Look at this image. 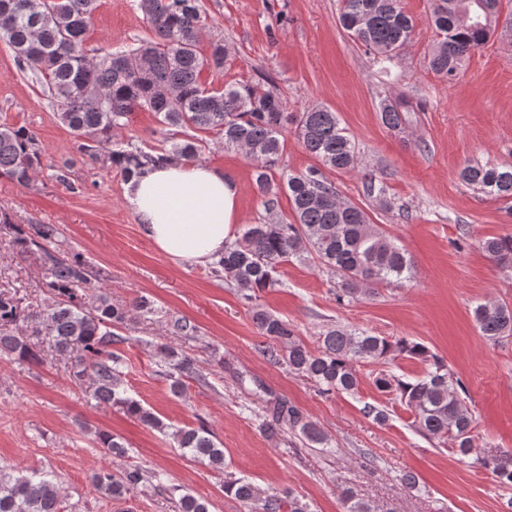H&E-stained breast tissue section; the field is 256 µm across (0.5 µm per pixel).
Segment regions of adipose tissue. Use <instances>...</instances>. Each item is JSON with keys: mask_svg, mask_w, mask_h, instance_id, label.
Listing matches in <instances>:
<instances>
[{"mask_svg": "<svg viewBox=\"0 0 512 512\" xmlns=\"http://www.w3.org/2000/svg\"><path fill=\"white\" fill-rule=\"evenodd\" d=\"M239 194L222 170L181 161L147 168L125 185L145 236L171 258L197 263L218 258L234 238Z\"/></svg>", "mask_w": 512, "mask_h": 512, "instance_id": "obj_1", "label": "adipose tissue"}]
</instances>
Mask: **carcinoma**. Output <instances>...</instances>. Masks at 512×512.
Returning a JSON list of instances; mask_svg holds the SVG:
<instances>
[{"mask_svg":"<svg viewBox=\"0 0 512 512\" xmlns=\"http://www.w3.org/2000/svg\"><path fill=\"white\" fill-rule=\"evenodd\" d=\"M96 0H0V40L9 45L22 72L45 86L58 119L84 140L82 150L103 169L125 178L167 160L201 156L214 139L226 149L241 150L254 168V188L265 216L244 226L241 235L224 245L212 274L237 285L245 299L278 283L280 267L310 248L321 267L337 280L338 298L355 300L371 287H398L413 274L411 258L361 207L340 199L322 169L350 170L357 152L354 139L338 115L322 105L301 112L284 111L282 99L261 83L207 87L204 70L221 72L227 60L223 43L200 47L208 24L202 0H140L139 7L154 39L138 47L115 49L102 56L87 49V33ZM502 0H432L429 22L438 37L428 67L453 81L471 53L483 46L497 27ZM339 22L354 40L381 64L391 63L409 43L413 19L401 0H342ZM137 109L153 112L167 146L146 150L119 139ZM414 106L406 100L380 103L381 123L399 129ZM302 148L318 165L292 173L280 166L281 138L288 125ZM45 151L36 134L25 127L0 125V177L29 187L43 169ZM459 178L481 193L512 199V165L464 166ZM286 191L293 220L277 211L278 194ZM0 224L14 248L40 252L44 288L54 304L44 313L55 351L68 357L74 375L92 381L93 397L120 408L141 424L170 437L175 447L211 467L224 468V450L204 426L169 429L163 420L129 397L119 371L120 358L108 347L122 341L112 327L126 323L129 310L112 303L99 271L78 255L70 258L50 248V224H15L7 213ZM482 248L489 258L512 261V235L488 238ZM484 338L496 342L512 335V308L484 303L473 311ZM253 318L268 340L266 352L283 359L292 370L313 381L319 392H356L360 364H387L403 356L429 363L427 372L403 380L389 370L374 376L378 391L394 396L414 413L412 426L429 438L450 440L464 456L473 451V418L443 360L423 344L405 337L388 341L366 331L341 328L326 331L320 345L306 347L288 321L258 309ZM24 315L14 294L0 289V354L20 361L41 359L36 343L19 332ZM171 391L183 392V379H204L195 360L164 345ZM263 426L271 433L287 427L311 444L326 445V437L286 399L267 406ZM475 463L492 471L499 482L512 485V454H485ZM144 480L137 467L119 473L101 468L93 483L106 497L121 501ZM226 493L251 512H308L290 491L266 492L243 479L224 482ZM175 512H209V503L189 492L179 495ZM344 512H373L369 503L346 492ZM0 512H63L53 479L45 472H0Z\"/></svg>","mask_w":512,"mask_h":512,"instance_id":"cac0c4a2","label":"carcinoma"}]
</instances>
